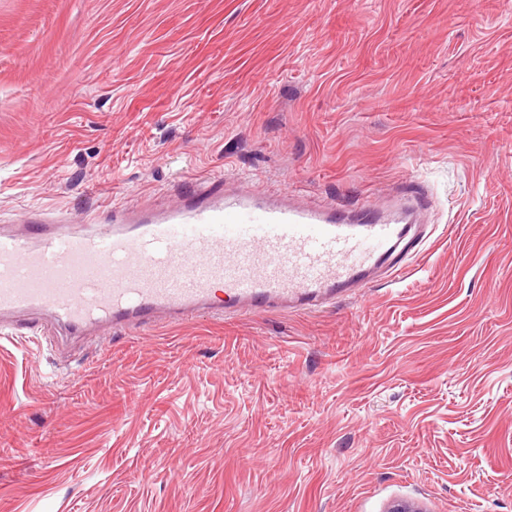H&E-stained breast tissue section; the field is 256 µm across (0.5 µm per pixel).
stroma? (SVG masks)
<instances>
[{"label":"stroma","instance_id":"1","mask_svg":"<svg viewBox=\"0 0 512 512\" xmlns=\"http://www.w3.org/2000/svg\"><path fill=\"white\" fill-rule=\"evenodd\" d=\"M228 176L424 238L316 313L0 338V512H512V0H0V224Z\"/></svg>","mask_w":512,"mask_h":512}]
</instances>
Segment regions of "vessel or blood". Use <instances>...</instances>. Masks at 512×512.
<instances>
[{
  "mask_svg": "<svg viewBox=\"0 0 512 512\" xmlns=\"http://www.w3.org/2000/svg\"><path fill=\"white\" fill-rule=\"evenodd\" d=\"M402 211L311 210L205 181L172 206L116 211L105 231L50 214L0 225V330L43 313L71 330L202 313H315L367 280L406 235Z\"/></svg>",
  "mask_w": 512,
  "mask_h": 512,
  "instance_id": "vessel-or-blood-1",
  "label": "vessel or blood"
}]
</instances>
